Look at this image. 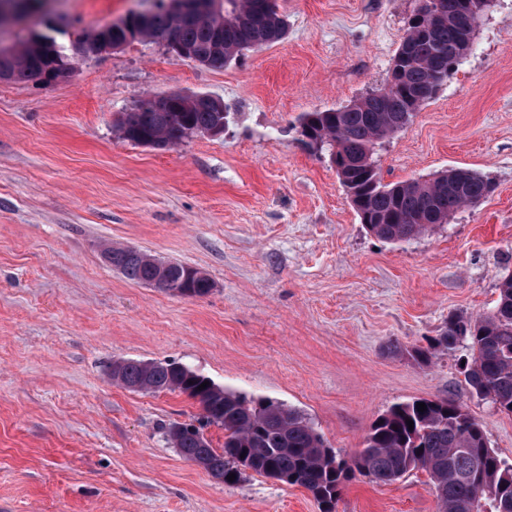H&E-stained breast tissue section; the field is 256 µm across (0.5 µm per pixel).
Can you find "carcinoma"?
Returning <instances> with one entry per match:
<instances>
[{
    "label": "carcinoma",
    "instance_id": "obj_1",
    "mask_svg": "<svg viewBox=\"0 0 512 512\" xmlns=\"http://www.w3.org/2000/svg\"><path fill=\"white\" fill-rule=\"evenodd\" d=\"M463 5L464 0H440L439 23L413 15L402 38L410 48L396 52L380 88L341 108L307 112L300 119L299 135L337 155L336 174L352 207L368 231L385 241L411 239L446 224L459 209L495 191L489 178L467 168L457 175L456 185L446 176L384 184L372 160L375 146L402 131L433 97L436 74H449L457 56L470 48L473 29L460 22ZM171 28L190 54L213 69L288 34L285 16L266 6V0H211L210 12L192 21L160 9L144 25L130 13L112 22V46L153 39ZM68 62L54 41L47 46L30 38L18 47L0 48V69H8L12 83H36L39 75L60 71ZM228 123L224 105L204 95L179 112H124L117 128L134 145L166 149L189 132ZM105 254L132 281L148 283L158 274L151 255L141 250L107 247ZM169 281L174 296L203 297L212 290L203 271L181 263L172 264ZM463 343L470 350V387L512 413V274L501 280L487 314L474 320L448 318V329L439 338L409 355L427 363L439 350L452 351ZM112 380L133 391H178L198 400L203 411L199 425L185 424L167 435L185 459L205 463L226 483L228 475L238 480L249 469L300 486L320 512H335L341 489L357 473L390 484L422 469L430 476L439 512H512V464L490 447L483 427L459 403L423 398L395 404L373 423L363 450L345 459L298 411L228 390L186 365L123 360L112 365ZM204 382L207 387L198 390ZM419 402L425 411H418ZM208 425L224 429L219 450L204 436Z\"/></svg>",
    "mask_w": 512,
    "mask_h": 512
}]
</instances>
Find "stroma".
Masks as SVG:
<instances>
[{
    "instance_id": "1",
    "label": "stroma",
    "mask_w": 512,
    "mask_h": 512,
    "mask_svg": "<svg viewBox=\"0 0 512 512\" xmlns=\"http://www.w3.org/2000/svg\"><path fill=\"white\" fill-rule=\"evenodd\" d=\"M154 2L50 0L35 28L69 54ZM277 3L286 39L221 69L151 39L67 80L0 83V512H319L304 488L251 471L226 484L183 458L166 430L199 404L125 389L110 374L121 360L279 401L346 458L392 405L446 398L512 464V414L472 392L467 350L408 354L449 317L484 315L512 273V0H492L468 54L373 154L386 183L465 167L496 190L402 242L361 224L328 149L297 128L381 86L419 0ZM171 91L221 101L224 134L164 150L118 135L121 113ZM109 246L200 269L213 288L182 298L130 281ZM336 512L438 502L423 471L359 475Z\"/></svg>"
}]
</instances>
